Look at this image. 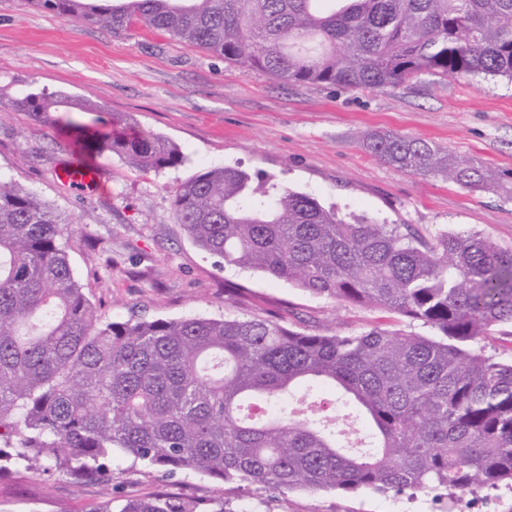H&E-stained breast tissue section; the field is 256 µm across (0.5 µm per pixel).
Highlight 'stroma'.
Returning a JSON list of instances; mask_svg holds the SVG:
<instances>
[{
	"label": "stroma",
	"instance_id": "obj_1",
	"mask_svg": "<svg viewBox=\"0 0 512 512\" xmlns=\"http://www.w3.org/2000/svg\"><path fill=\"white\" fill-rule=\"evenodd\" d=\"M41 90L133 115L177 144L184 163L144 173L104 154L94 190L62 187L55 171L74 152L71 139L11 105ZM388 131L480 162L494 187L472 192L395 171L365 146L371 134ZM221 166L309 194L347 217L409 224L427 237L472 230L510 249L512 82L424 77L384 92L282 85L166 33H115L30 0H0V175L75 218L68 254L94 319L261 316L320 335L381 324L422 332L397 315L225 266L197 246L175 219L174 192ZM112 483L124 499H223L236 512H512V491L504 488L462 495L453 506L432 493L253 492L192 470L166 477L124 454L112 463ZM104 499L105 486L94 479L0 473V512H93Z\"/></svg>",
	"mask_w": 512,
	"mask_h": 512
}]
</instances>
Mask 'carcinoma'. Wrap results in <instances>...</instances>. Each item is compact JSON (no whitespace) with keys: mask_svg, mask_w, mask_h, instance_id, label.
I'll list each match as a JSON object with an SVG mask.
<instances>
[{"mask_svg":"<svg viewBox=\"0 0 512 512\" xmlns=\"http://www.w3.org/2000/svg\"><path fill=\"white\" fill-rule=\"evenodd\" d=\"M114 32L142 25L278 83L363 91L423 77L512 80V0H28ZM13 106L82 147L145 172L180 148L58 91ZM97 113L92 123L73 113ZM366 148L394 170L471 190L489 175L423 139L385 132ZM174 214L224 264L313 295L396 314L424 335L374 327L310 334L280 322L190 317L98 326L62 237L76 223L0 176V471L79 473L112 484L116 455L170 474L277 490L378 494L512 490V360L487 350L512 328V249L476 232L427 238L407 224L346 221L317 199L238 168L179 185ZM342 392L371 427L365 451L338 445L288 404L303 385ZM93 512L209 511L154 495Z\"/></svg>","mask_w":512,"mask_h":512,"instance_id":"cac0c4a2","label":"carcinoma"}]
</instances>
